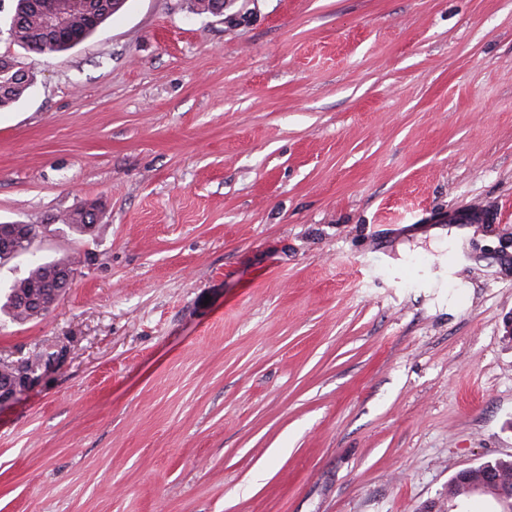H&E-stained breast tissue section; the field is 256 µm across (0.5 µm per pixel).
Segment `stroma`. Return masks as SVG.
Wrapping results in <instances>:
<instances>
[{"label": "stroma", "instance_id": "1", "mask_svg": "<svg viewBox=\"0 0 512 512\" xmlns=\"http://www.w3.org/2000/svg\"><path fill=\"white\" fill-rule=\"evenodd\" d=\"M13 9L0 285L79 265L0 314L68 351L0 405V512H439L512 460V0H126L42 55ZM24 71L17 69L11 60L0 59V108L12 106L24 95L30 81ZM77 263L76 257L63 255L49 262L35 264L25 276L15 279L9 286L4 304L11 318L17 322H27L44 315L55 302L40 311L31 300L43 299L49 281L60 267L69 266L75 272Z\"/></svg>", "mask_w": 512, "mask_h": 512}]
</instances>
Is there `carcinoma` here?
Returning <instances> with one entry per match:
<instances>
[{
  "mask_svg": "<svg viewBox=\"0 0 512 512\" xmlns=\"http://www.w3.org/2000/svg\"><path fill=\"white\" fill-rule=\"evenodd\" d=\"M14 27L10 29V38L16 44L35 54L63 52L73 48L71 39L85 40L96 28L88 24L85 18V3L79 2L70 7V23L64 34L53 32L46 24V18L60 11L58 0H14ZM124 0H96L92 18L97 25L118 11ZM29 85V74L15 67L7 59H0V108H8L18 102ZM88 215L84 207L76 206L58 217L60 223L67 225L77 232L87 230ZM78 260L74 256L63 255L52 261L38 263L28 273L15 279L9 286L5 307L11 318L17 322H27L45 314L33 306L31 300H40L45 295V289L61 267H70L76 271Z\"/></svg>",
  "mask_w": 512,
  "mask_h": 512,
  "instance_id": "cac0c4a2",
  "label": "carcinoma"
}]
</instances>
